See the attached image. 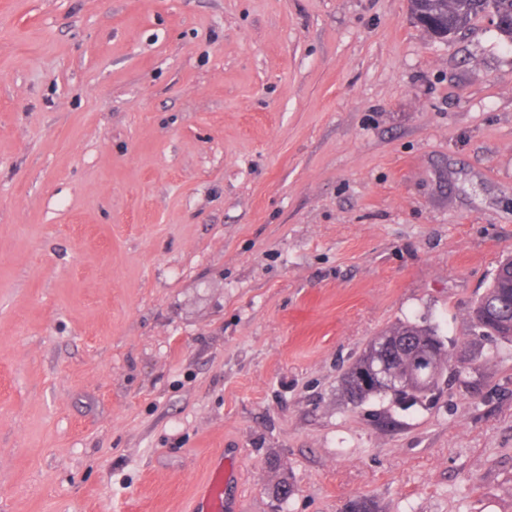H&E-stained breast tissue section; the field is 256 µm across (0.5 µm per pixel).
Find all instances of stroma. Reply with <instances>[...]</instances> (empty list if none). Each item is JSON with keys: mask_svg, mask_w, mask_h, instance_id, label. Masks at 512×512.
<instances>
[{"mask_svg": "<svg viewBox=\"0 0 512 512\" xmlns=\"http://www.w3.org/2000/svg\"><path fill=\"white\" fill-rule=\"evenodd\" d=\"M512 39L407 0H0V512H512ZM428 321L435 395L347 405ZM287 502L271 494L281 479ZM471 322L482 331V336H502L512 342L511 276L494 277L486 292L473 306ZM373 341L363 351L362 354L351 364L342 378V389L345 395L353 404H360L367 399L377 395L390 394L394 399L396 392H391L380 385H366L363 383L362 376L368 367L370 348ZM217 498H224V511L231 512L236 509L234 503L225 498L224 494V469L215 473L210 480V482L206 485L201 505H199L196 510L197 512H212L211 509V501ZM205 503V505H204ZM200 510V511H199Z\"/></svg>", "mask_w": 512, "mask_h": 512, "instance_id": "1", "label": "stroma"}]
</instances>
